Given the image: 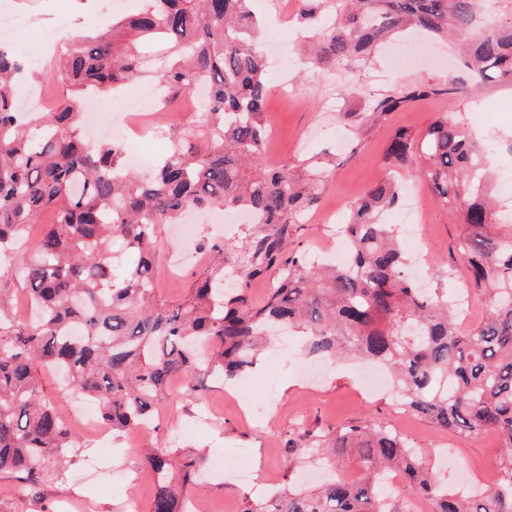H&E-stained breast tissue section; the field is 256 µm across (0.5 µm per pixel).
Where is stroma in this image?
Here are the masks:
<instances>
[{
    "instance_id": "1",
    "label": "stroma",
    "mask_w": 512,
    "mask_h": 512,
    "mask_svg": "<svg viewBox=\"0 0 512 512\" xmlns=\"http://www.w3.org/2000/svg\"><path fill=\"white\" fill-rule=\"evenodd\" d=\"M141 0H0V7L27 15L31 27L19 31L14 52L37 60L34 86L44 88L46 106L63 93L61 86L45 83L53 55L43 54V35L58 32L68 41L106 27L112 16L137 11ZM259 13L272 25L269 40L277 41L284 59L287 86H273L267 107L272 134L266 145L271 166L285 165L304 172L307 160L319 152L334 155L335 167L321 189L318 201L289 225L286 253L335 254L338 245L324 220L335 214L337 222L349 218L348 204L369 187L391 177L387 148L395 129L425 131L437 113L454 110L458 118L496 148L494 165H512L505 144L512 139V86L492 83L482 87L476 101L461 97H430L367 120L372 97L398 91L419 82L443 81L457 55L455 44H439L428 37L404 34L384 46L371 61L357 64L346 79L354 85L350 98L327 111L324 102L335 96L336 81L305 65L294 15L295 0H255ZM407 250L423 248L428 264L418 279L428 289L456 288L461 307L469 308L462 329H470L486 314L480 294L470 286L467 269L456 251L461 233L457 217L441 209L425 184L414 187L413 197L385 216ZM158 288L172 301L183 299L200 263L182 259V243L174 225L156 228ZM288 354L269 349L258 369L236 387L237 400L224 396V385L207 383L201 399L182 397L179 382L171 391L178 396L177 415L160 423L159 438H172L182 453L199 457L205 480L192 485L190 501L207 512H240L244 498L265 495L283 481L314 485L320 476L313 467L288 470L285 440L296 425L307 428L336 426L355 420L387 424L404 434L417 453L433 468L441 485L460 478L479 483L493 476L500 463V440L490 431L461 436L441 429L397 403L391 389L368 391L361 379L364 365L355 360H306L297 337H289ZM257 399L265 404L262 420L241 416L237 402ZM223 458L226 477L210 475L216 458ZM252 465L256 482L240 484L229 477L240 462ZM153 492V475L141 458L140 448L117 439L109 453L84 441L76 463L65 479L46 480L31 490L6 475L0 476V512H145Z\"/></svg>"
}]
</instances>
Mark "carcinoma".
<instances>
[{
    "label": "carcinoma",
    "mask_w": 512,
    "mask_h": 512,
    "mask_svg": "<svg viewBox=\"0 0 512 512\" xmlns=\"http://www.w3.org/2000/svg\"><path fill=\"white\" fill-rule=\"evenodd\" d=\"M254 0H143L109 29L69 45L55 76L66 94L49 112H25L15 91L23 63L0 46V255L20 265L37 317L14 313L0 287V474L35 489L66 477L81 444L42 394L37 371L63 370V389L95 400L112 433L159 420L172 400L170 380L199 396L204 380L234 383L253 369L266 329L286 325L314 357L353 356L385 367L399 405L442 429L497 432L502 458L495 483L450 493L406 437L354 421L288 433L290 464L356 454L364 476L329 478L314 490L287 482L269 498H245L241 512H407L382 487L398 474L433 512H512V224L487 201L492 148L453 112L421 134L397 129L387 149L399 165L416 163L438 205L458 214L457 252L488 313L474 328L456 322L448 290L424 293L407 273L405 249L383 214L401 186L384 180L350 204L346 259L316 263L287 255L288 225L318 200L330 160L308 159L309 178L264 160L270 135L267 62ZM483 0H298L296 24L314 38L313 58L332 76L367 60L379 43L410 27L463 46L465 78L408 85L374 99L377 120L420 98H453L491 80L512 82V20L482 10ZM164 48L158 80L166 98L207 83L205 115L168 130L167 154L146 177L125 168L119 141L93 144L82 132L81 104L140 76V55ZM204 207L250 211L260 227L240 251L200 239L207 265L185 298L170 302L155 285V227ZM54 216L34 244L28 230ZM130 265L115 273L113 246ZM241 282L224 289V266ZM278 268L263 301L246 289ZM80 328L74 337L71 327ZM155 485L147 512H190L180 487L199 459L168 441L145 455Z\"/></svg>",
    "instance_id": "obj_1"
}]
</instances>
